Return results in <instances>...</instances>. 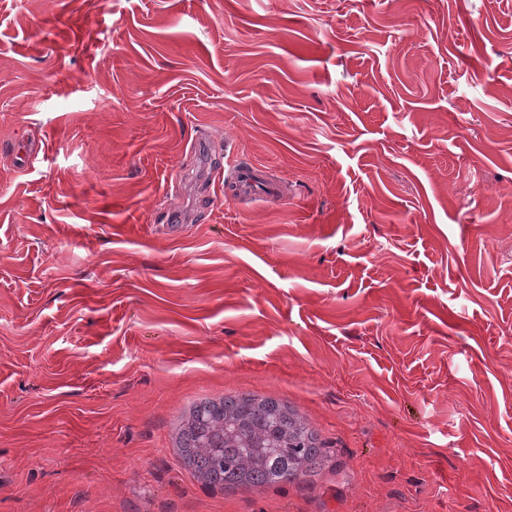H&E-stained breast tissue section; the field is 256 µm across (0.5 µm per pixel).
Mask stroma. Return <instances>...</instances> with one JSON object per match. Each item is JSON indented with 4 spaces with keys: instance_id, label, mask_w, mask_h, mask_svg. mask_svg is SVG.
Segmentation results:
<instances>
[{
    "instance_id": "obj_1",
    "label": "stroma",
    "mask_w": 512,
    "mask_h": 512,
    "mask_svg": "<svg viewBox=\"0 0 512 512\" xmlns=\"http://www.w3.org/2000/svg\"><path fill=\"white\" fill-rule=\"evenodd\" d=\"M233 385L329 472L180 469ZM0 512H512V0H0ZM221 175L224 177V188L231 196L241 197L256 194L259 184L256 170L251 165L237 162L233 154L228 158L227 169L224 172L213 171L211 179L213 180L216 176L221 177Z\"/></svg>"
}]
</instances>
